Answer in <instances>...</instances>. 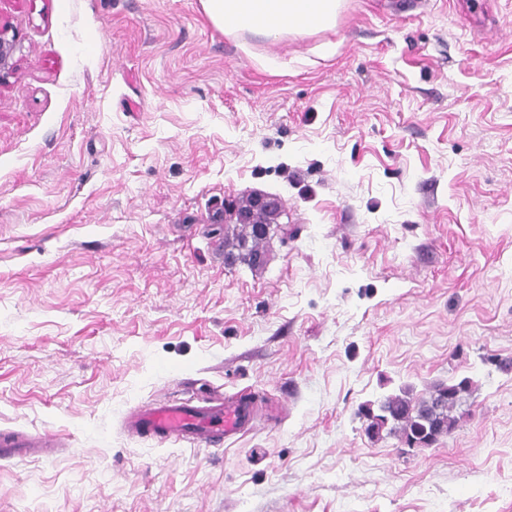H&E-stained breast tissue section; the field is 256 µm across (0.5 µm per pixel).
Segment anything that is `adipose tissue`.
<instances>
[{
  "label": "adipose tissue",
  "mask_w": 512,
  "mask_h": 512,
  "mask_svg": "<svg viewBox=\"0 0 512 512\" xmlns=\"http://www.w3.org/2000/svg\"><path fill=\"white\" fill-rule=\"evenodd\" d=\"M339 0H202L210 21L222 30L246 27L269 38L288 31L328 26Z\"/></svg>",
  "instance_id": "1"
}]
</instances>
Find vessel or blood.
Masks as SVG:
<instances>
[{
  "instance_id": "obj_1",
  "label": "vessel or blood",
  "mask_w": 512,
  "mask_h": 512,
  "mask_svg": "<svg viewBox=\"0 0 512 512\" xmlns=\"http://www.w3.org/2000/svg\"><path fill=\"white\" fill-rule=\"evenodd\" d=\"M253 413L242 401L190 406L164 403L129 412L125 427L132 434H150L162 440H187L196 445L214 446L238 435ZM55 435L31 436L15 430H0V459L27 454L31 449L49 451L57 447Z\"/></svg>"
}]
</instances>
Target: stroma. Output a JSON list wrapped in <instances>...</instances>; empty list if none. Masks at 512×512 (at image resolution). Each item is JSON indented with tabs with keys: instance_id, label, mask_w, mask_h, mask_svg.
<instances>
[{
	"instance_id": "stroma-1",
	"label": "stroma",
	"mask_w": 512,
	"mask_h": 512,
	"mask_svg": "<svg viewBox=\"0 0 512 512\" xmlns=\"http://www.w3.org/2000/svg\"><path fill=\"white\" fill-rule=\"evenodd\" d=\"M0 512H512V0H340L222 31L201 0H0ZM280 212L262 269L211 216ZM474 382L428 448L358 410ZM255 396L211 453L129 435ZM9 26L0 21V78L13 68V55L16 49V37L14 34L9 38ZM58 445L54 434L31 436L15 430H0V459L21 457L34 448L49 452L51 448H58Z\"/></svg>"
}]
</instances>
